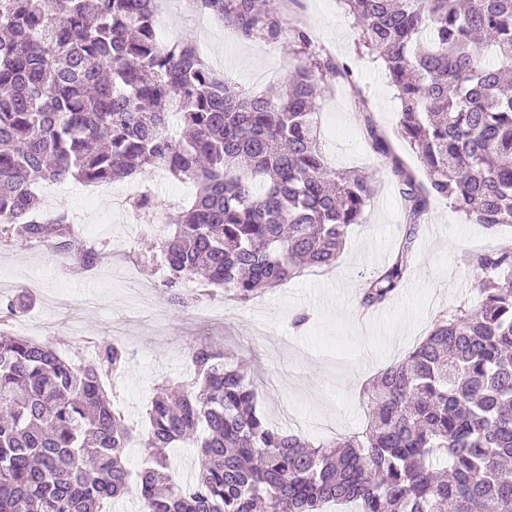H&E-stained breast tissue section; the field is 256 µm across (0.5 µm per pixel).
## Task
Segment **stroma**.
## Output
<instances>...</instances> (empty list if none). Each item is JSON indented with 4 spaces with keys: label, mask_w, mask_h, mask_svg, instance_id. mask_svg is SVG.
I'll list each match as a JSON object with an SVG mask.
<instances>
[{
    "label": "stroma",
    "mask_w": 512,
    "mask_h": 512,
    "mask_svg": "<svg viewBox=\"0 0 512 512\" xmlns=\"http://www.w3.org/2000/svg\"><path fill=\"white\" fill-rule=\"evenodd\" d=\"M187 3H163L162 13L176 38L191 40L206 61L220 62L225 77L243 92L263 93L308 62L291 35L275 43L247 38L211 13L189 11ZM269 6L281 18L307 28L326 53L349 68L348 76L331 79L319 102L318 120L329 164L361 171L370 178L374 195L333 268L293 277L246 303L226 302L223 322L210 323L192 309L174 311L165 288L150 283L142 288L141 305L129 307L124 301L127 284L71 269L47 247L16 237L8 252L0 253V279L11 281L14 290L38 280L41 291L30 296L31 313L42 311L43 295L61 287L72 293L73 304L53 313L60 332L52 342L63 356L80 357L88 340L118 339L142 349V360L112 380L113 404L134 426L141 425L162 376H182L189 348L207 343L246 361L258 389L257 407L273 424L294 427L314 444L361 432L366 424L361 393L367 380L403 359L437 319L473 302L467 256L512 246V226L493 233L467 221L446 201H434L420 226L407 282L382 312L362 307V282L385 266L403 231L398 193L368 145L365 120H372L409 170L419 177L424 171L398 132L400 105L384 66L363 47L360 29L344 5L339 0H269ZM361 99L367 111L359 110ZM143 182L156 196L161 227L132 238L126 237L124 225L108 220L114 207L111 195L89 200L82 183L68 181L56 204L78 224L101 226L114 246L146 263L167 235L177 186L159 172L146 175ZM85 296L95 297V305L83 306ZM301 313L310 317L307 326L293 328ZM74 322L83 328L81 337L65 333Z\"/></svg>",
    "instance_id": "35a3bbf8"
}]
</instances>
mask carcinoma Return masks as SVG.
Listing matches in <instances>:
<instances>
[{"mask_svg": "<svg viewBox=\"0 0 512 512\" xmlns=\"http://www.w3.org/2000/svg\"><path fill=\"white\" fill-rule=\"evenodd\" d=\"M382 60L399 132L429 176L393 157L371 121L372 151L404 214L399 247L360 290L387 303L412 268L432 197L491 230L512 224V0H341ZM246 37L277 42L267 0H196ZM158 0H0V237L17 230L88 270L102 251L68 213L48 221L37 185H110L156 169L195 195L164 241L172 305L194 279L250 301L336 262L373 196L368 177L331 170L314 103L346 65L294 31L309 57L286 82L247 95L188 40L158 32ZM477 298L438 320L408 355L363 388L365 433L314 445L268 423L233 355L188 352L178 395L157 396L140 442L103 377L128 365L102 341L90 363L49 341L0 334V512H102L136 488L144 512H512V249L469 259ZM189 443L198 467L173 482L167 450Z\"/></svg>", "mask_w": 512, "mask_h": 512, "instance_id": "obj_1", "label": "carcinoma"}]
</instances>
